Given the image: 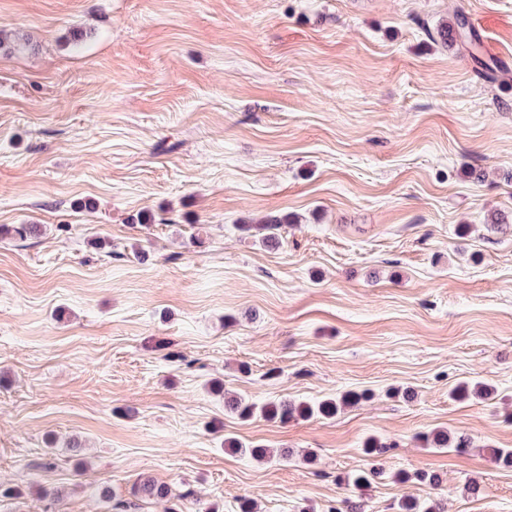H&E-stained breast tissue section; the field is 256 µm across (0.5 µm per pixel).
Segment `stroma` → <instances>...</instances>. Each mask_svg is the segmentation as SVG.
I'll use <instances>...</instances> for the list:
<instances>
[{"label": "stroma", "instance_id": "stroma-1", "mask_svg": "<svg viewBox=\"0 0 512 512\" xmlns=\"http://www.w3.org/2000/svg\"><path fill=\"white\" fill-rule=\"evenodd\" d=\"M458 13L478 52L430 37ZM0 33V226L41 227L0 236V512H512V0H0ZM215 378L367 397L243 420ZM280 224H288V216H274L257 221L253 229L261 236L262 243L276 247L278 244L277 233L274 232L280 227Z\"/></svg>", "mask_w": 512, "mask_h": 512}]
</instances>
